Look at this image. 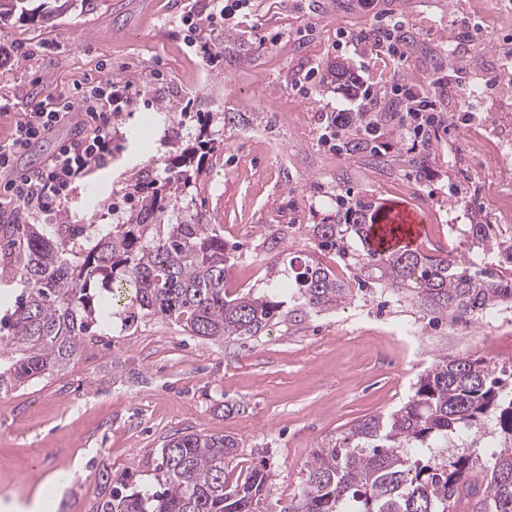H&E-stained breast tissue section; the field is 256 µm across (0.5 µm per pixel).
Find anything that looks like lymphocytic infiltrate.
I'll return each mask as SVG.
<instances>
[{"label": "lymphocytic infiltrate", "instance_id": "f902f5d3", "mask_svg": "<svg viewBox=\"0 0 512 512\" xmlns=\"http://www.w3.org/2000/svg\"><path fill=\"white\" fill-rule=\"evenodd\" d=\"M250 0H235L225 5L224 0H207L206 18L187 13L181 19L189 34L185 44L211 66L223 57V47L217 39L201 34L202 24L210 27L223 25L226 17L248 8ZM403 21L390 16L377 17L373 29L371 52L386 55L405 63L409 40ZM448 84L442 72H434L426 85L397 82L388 91L366 87L362 94L364 106L359 114L333 112L324 118V139L337 138L348 128L353 118L370 119L371 111L380 99H387L390 107L404 115L406 131L412 142L430 143L440 131L448 130L453 121L440 106V98ZM141 89L111 78L88 83L78 101L63 96H48L39 101L16 121L11 135L0 140V173L8 179L0 185L9 207L0 210L1 222H12L15 212H22L32 221L61 212L73 184L83 178L91 166L112 154V128L121 120L123 112L143 102ZM78 120L79 132L61 144L47 166L32 174L13 176L19 154L36 140L47 137L62 122Z\"/></svg>", "mask_w": 512, "mask_h": 512}]
</instances>
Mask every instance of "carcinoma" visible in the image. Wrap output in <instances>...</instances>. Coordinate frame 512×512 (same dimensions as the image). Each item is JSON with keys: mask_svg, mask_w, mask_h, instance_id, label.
Instances as JSON below:
<instances>
[{"mask_svg": "<svg viewBox=\"0 0 512 512\" xmlns=\"http://www.w3.org/2000/svg\"><path fill=\"white\" fill-rule=\"evenodd\" d=\"M28 0H0V22L15 15L49 21L56 7L27 8ZM350 69L334 62L325 79L344 85ZM202 171L181 170L163 185L164 195L141 187L137 207L122 224L85 245L57 232L26 225L14 264L0 280L21 292L0 316V348L13 353L0 369V390L61 371L86 346L102 309L96 287L112 293V307L135 306L167 319L192 336L222 341L255 336L274 319L282 302L251 292L229 297L224 290L232 253L224 236L198 214L176 223L161 219L176 201L179 185ZM350 224H307L321 250H333L366 287L385 288L434 318L470 322L512 303V277L477 269L475 256L501 249L489 225L468 229L470 256L416 248L378 254L375 225L364 223L362 206L347 207ZM357 236L363 250L350 245ZM283 279L269 287L317 313L351 302L353 289L314 259L292 258ZM352 442L329 441L313 453L304 480L288 504L268 501L273 475L265 465L228 482L240 443L231 435L181 434L161 448L156 490L124 492L106 476L93 512H455L465 500L471 512H512V374L496 375L483 358L441 356L417 377L406 401L387 414L351 428ZM498 448L490 467L473 451L480 440Z\"/></svg>", "mask_w": 512, "mask_h": 512, "instance_id": "carcinoma-1", "label": "carcinoma"}]
</instances>
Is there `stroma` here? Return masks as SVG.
<instances>
[{
    "label": "stroma",
    "instance_id": "stroma-1",
    "mask_svg": "<svg viewBox=\"0 0 512 512\" xmlns=\"http://www.w3.org/2000/svg\"><path fill=\"white\" fill-rule=\"evenodd\" d=\"M45 24L0 27V139L26 106L49 95L77 97L104 77L132 81L158 99L124 113L106 162L71 191L57 219L72 242L119 224L114 203L139 182H164L170 162L196 137L220 149L204 180L180 193L165 219L202 213L235 245L227 294L263 293L276 261L311 258L333 268L305 225L335 219L340 197L365 202L386 223L395 207L422 215L418 249L463 254L468 224L493 223L498 189L485 155L464 136L512 127V82L500 63L512 55V0H252L217 33L224 57L210 67L189 52L180 19L205 0H93ZM391 14L413 35L408 64L370 54L374 14ZM345 63L362 82L425 84L435 69L459 82L442 100L448 114L470 108L468 123L412 150L399 113L376 118L389 147L377 155L321 139L327 112L357 99L304 82L312 69ZM494 90H487L491 79ZM191 119L181 122L180 109ZM66 122L34 142L17 172L44 168L74 136ZM89 344L65 370L0 392V498L27 496L56 472L71 473L54 512H90L102 475L139 488L155 484L166 437L229 434L239 465L266 464L270 500L287 503L316 448L347 437L359 421L395 409L438 356L485 358L512 367V323L436 320L389 291L356 292L339 309L313 313L285 304L254 336L214 342L168 320L129 310L99 317Z\"/></svg>",
    "mask_w": 512,
    "mask_h": 512
}]
</instances>
